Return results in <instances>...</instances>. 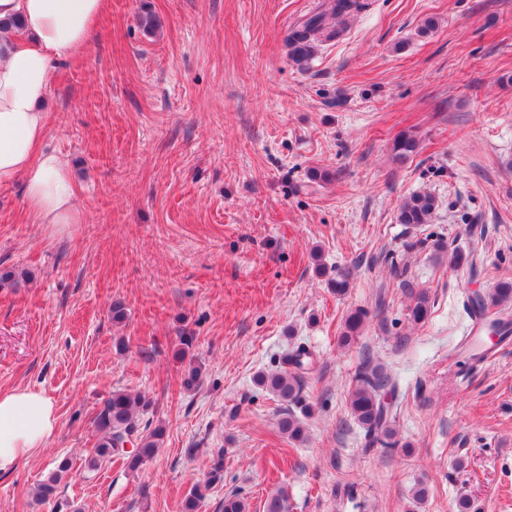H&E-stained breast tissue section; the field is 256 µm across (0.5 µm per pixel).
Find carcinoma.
Masks as SVG:
<instances>
[{"instance_id": "obj_1", "label": "carcinoma", "mask_w": 512, "mask_h": 512, "mask_svg": "<svg viewBox=\"0 0 512 512\" xmlns=\"http://www.w3.org/2000/svg\"><path fill=\"white\" fill-rule=\"evenodd\" d=\"M368 7L364 0H328L326 9H321L311 16L294 23L288 28L285 43L288 47L289 59L305 66L313 54V43L323 37L327 40L336 38L338 29L326 25V17L341 19ZM418 141L409 133L397 135L392 150L395 157L404 159L415 153ZM438 208V201L429 192L414 193L399 207L397 221L408 226L428 224ZM352 271L348 268L336 269V276L330 279V286L336 294L343 295L350 288ZM469 305L478 309L505 308L512 304V281H502L487 293H475L468 297ZM430 313L428 297L419 294L410 308V319L419 324L426 320ZM368 312L356 309L344 321L342 342H349L358 335ZM285 364L298 369L308 370L313 365L311 353L300 347L290 353ZM258 386L270 392L283 405L277 421L279 432L294 441L305 438L304 422L295 413L301 409L304 415L309 414L310 406L302 403L299 396L300 376L292 371L278 370L263 372L256 378ZM396 394V384L379 365L365 361L357 370L348 393V407L351 416L364 432V449L383 447L393 448L394 433L390 424V404L385 402L386 395ZM153 401L141 393L125 390H114L104 401L93 420L99 439L91 456L85 459V468L95 470L101 461L117 457L123 460L126 469L134 473L150 460L164 435L163 428L158 426L152 431L141 427V416L152 408ZM132 438L136 448L126 450L124 442ZM72 463L64 459L56 470L42 483L37 490V497L47 500L54 495L57 484L63 475L69 472ZM224 481V451L216 453V461L209 472L208 480L203 485L194 486L185 498L182 512H198L201 503L206 499L207 492L213 485ZM264 512H292L288 489L279 487L270 494L263 505Z\"/></svg>"}]
</instances>
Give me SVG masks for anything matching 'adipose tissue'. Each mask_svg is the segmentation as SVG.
I'll use <instances>...</instances> for the list:
<instances>
[{"label": "adipose tissue", "mask_w": 512, "mask_h": 512, "mask_svg": "<svg viewBox=\"0 0 512 512\" xmlns=\"http://www.w3.org/2000/svg\"><path fill=\"white\" fill-rule=\"evenodd\" d=\"M109 0H0V20L19 18L20 36L0 33V181L25 182L36 224H75V184L67 163L41 147L42 108L56 62L81 53ZM56 415L32 388L0 392V472L51 442Z\"/></svg>", "instance_id": "1"}]
</instances>
